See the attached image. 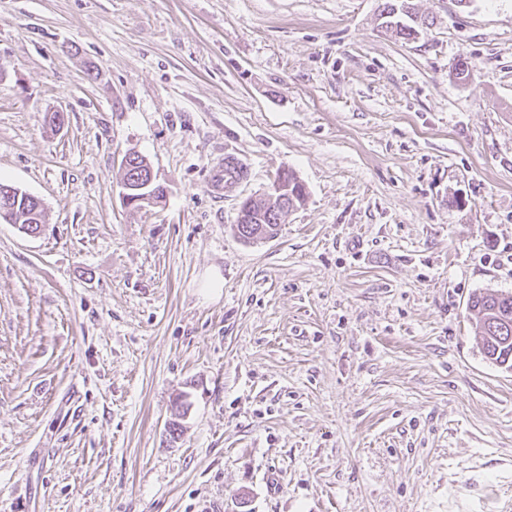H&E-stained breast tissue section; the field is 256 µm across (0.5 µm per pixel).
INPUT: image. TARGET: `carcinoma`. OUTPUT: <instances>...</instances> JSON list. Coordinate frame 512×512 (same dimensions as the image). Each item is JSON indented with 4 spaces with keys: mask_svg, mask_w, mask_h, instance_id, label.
Segmentation results:
<instances>
[{
    "mask_svg": "<svg viewBox=\"0 0 512 512\" xmlns=\"http://www.w3.org/2000/svg\"><path fill=\"white\" fill-rule=\"evenodd\" d=\"M380 17L383 19V27L404 40L417 38L421 31L434 24L429 18L413 13L411 0H384ZM278 178L287 183L288 192L292 194V198L288 199V207L304 203L306 187L294 172L283 171L278 174ZM11 207V221L21 225L33 223L32 202L21 197L13 201ZM247 213L249 224L263 228L273 236L277 234L278 226L283 221L281 211L257 203L250 204ZM467 310L475 323L485 357L511 369L512 294L475 293L469 299Z\"/></svg>",
    "mask_w": 512,
    "mask_h": 512,
    "instance_id": "obj_1",
    "label": "carcinoma"
}]
</instances>
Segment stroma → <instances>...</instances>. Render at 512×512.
Returning <instances> with one entry per match:
<instances>
[{"mask_svg":"<svg viewBox=\"0 0 512 512\" xmlns=\"http://www.w3.org/2000/svg\"><path fill=\"white\" fill-rule=\"evenodd\" d=\"M380 4L0 0V181L46 224L0 223V512L512 495V370L467 310L512 292V0H413L410 41ZM129 152L162 201L124 205ZM228 152L249 176L218 199ZM284 168L304 204L244 243ZM379 16L384 21L382 27L395 33L396 36L404 39H416L424 29L434 24V20L428 17L418 16L413 13L411 0H383ZM407 17L409 21L403 19ZM8 192H9V195L16 193L17 194L16 198L19 200L14 199V201L11 204V207H13L15 209V211L13 210L10 213H8L7 215L10 216L11 221H13L14 223H19L20 225L28 223L30 226V224H32L34 222L32 220V218L30 217L32 210L34 208V204L32 202H30L29 200H28L29 201L28 202L26 199H24L23 197H20V196H21V194H23L24 196L30 197L31 199H33L35 202H37L38 208L40 210H42V208H43V204H42L41 200L39 198L31 196L29 193L23 191L22 189H20L19 187H16V186H12V187L8 188ZM11 221H3V222L7 223V224H14ZM44 226L45 225L42 222H39L37 230H33L36 227V224H32V228L21 230V232L25 233L26 235H28L30 237L40 236L44 231Z\"/></svg>","mask_w":512,"mask_h":512,"instance_id":"35a3bbf8","label":"stroma"}]
</instances>
